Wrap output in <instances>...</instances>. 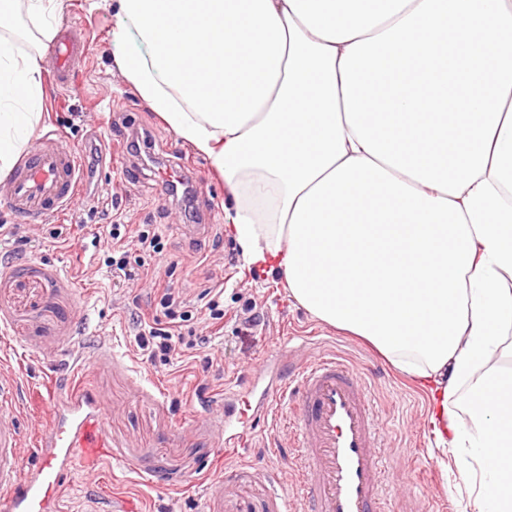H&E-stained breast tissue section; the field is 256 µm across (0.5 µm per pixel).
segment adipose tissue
Returning <instances> with one entry per match:
<instances>
[{
	"instance_id": "1",
	"label": "adipose tissue",
	"mask_w": 512,
	"mask_h": 512,
	"mask_svg": "<svg viewBox=\"0 0 512 512\" xmlns=\"http://www.w3.org/2000/svg\"><path fill=\"white\" fill-rule=\"evenodd\" d=\"M113 60L208 157L245 264L430 392L472 512H512V0H116ZM59 0H0V174Z\"/></svg>"
}]
</instances>
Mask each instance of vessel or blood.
<instances>
[{"instance_id":"vessel-or-blood-1","label":"vessel or blood","mask_w":512,"mask_h":512,"mask_svg":"<svg viewBox=\"0 0 512 512\" xmlns=\"http://www.w3.org/2000/svg\"><path fill=\"white\" fill-rule=\"evenodd\" d=\"M83 35H60L50 51L53 82L73 88L83 62ZM80 200V160L60 138L37 149L8 181L5 204L39 221L75 207ZM268 362L247 375V419L224 415V457L242 459L256 429L278 402L293 420L289 445L303 475L308 512H377L387 497L381 480L384 430L368 398L365 378L345 359L322 355L305 362L285 359L275 380ZM16 383L0 376V512H55L67 478L96 470L112 457L106 411L89 384L52 398L37 442L38 461L25 467L18 448Z\"/></svg>"}]
</instances>
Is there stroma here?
<instances>
[{
	"instance_id": "1",
	"label": "stroma",
	"mask_w": 512,
	"mask_h": 512,
	"mask_svg": "<svg viewBox=\"0 0 512 512\" xmlns=\"http://www.w3.org/2000/svg\"><path fill=\"white\" fill-rule=\"evenodd\" d=\"M60 27L87 32V59L77 70L75 92L46 85L37 135L54 132L87 157L91 146L108 145L111 157L81 191L98 215L71 209L39 223L0 204V224L18 225V240L0 235V370L18 381L19 443L26 463L37 460L34 434L50 395L76 382L74 362L87 363V378L108 414L112 460L100 472L76 470L58 512H86L89 497L131 499L140 512H301L288 447L287 410L270 417L252 440L246 459L224 474L214 462L219 448V403L225 392L244 391L249 369L263 357L294 349L301 358L334 353L366 378L382 416L392 499L388 512H465L459 467H443L427 421L429 392L368 342L308 314L273 277L244 266L224 222V182L206 157L167 129L129 87L112 62L117 22L109 0H61ZM138 149H130V142ZM187 172L194 187L190 211L163 197L159 176ZM151 224L164 237L158 277H170L186 299L209 280L228 279L224 331L194 327L192 358L170 364L142 361L134 337L150 318L149 280L113 283L93 250L92 266L65 267L66 255L85 241L107 237L113 222ZM79 224L80 238H51L53 227ZM258 312L255 325L245 322ZM216 367L206 368V358ZM201 395H193L196 385ZM219 482L209 493V482Z\"/></svg>"
}]
</instances>
